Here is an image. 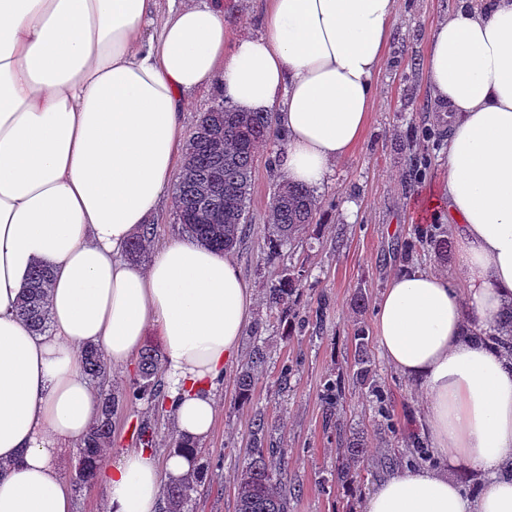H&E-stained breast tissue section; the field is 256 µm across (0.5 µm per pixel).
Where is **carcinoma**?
I'll return each instance as SVG.
<instances>
[{
  "mask_svg": "<svg viewBox=\"0 0 512 512\" xmlns=\"http://www.w3.org/2000/svg\"><path fill=\"white\" fill-rule=\"evenodd\" d=\"M277 136L279 132L272 116L262 112H239L225 105L222 98L201 113L186 145L185 169L179 177L174 201L177 220L189 239L224 252H230L242 243L251 229L247 224V205L255 153L261 145ZM319 209L320 201L311 187L288 183L279 188L271 204L273 232L268 236L266 260L277 259L284 243H292L302 236ZM153 233L154 227L148 224L129 241L128 259L139 261L145 258L147 240ZM424 245L445 256L448 235L434 225L421 227L417 241L407 244V250L412 253ZM51 286L50 271L36 268L17 306V314L39 333L50 328L47 299ZM302 288V274L293 267L283 268L279 279L268 288L269 309L284 316H295L297 296ZM353 340L357 358L349 365V373L375 399V417L380 429L394 433L397 423L368 354L370 336L359 327ZM475 340L497 344L512 362V306L499 315L493 332L477 336ZM83 359L88 380L98 388L102 409L101 418L80 446L85 469L91 471L101 466L110 445L115 405L122 399L155 401L164 396V385L157 378L162 354L154 347L145 348L141 354L139 378L122 394L109 388L107 365L99 349L85 348ZM264 359L265 353L257 350L240 368L236 384L241 398L247 399L251 395L257 369ZM321 400L326 411L333 415L344 411V393L337 380H325ZM264 431L263 421L252 422L251 451L236 480V512H289L292 492L296 488L287 481L288 461L280 449L265 447ZM343 453L346 462L336 469V481L347 489L360 483L362 471L370 465L396 468L435 462L432 450L413 433L407 436L406 452L401 457L384 453L369 461L363 445L356 440L347 442ZM207 473L208 465L200 462L193 473L180 482L164 484L163 512H187L193 493L204 483Z\"/></svg>",
  "mask_w": 512,
  "mask_h": 512,
  "instance_id": "obj_1",
  "label": "carcinoma"
}]
</instances>
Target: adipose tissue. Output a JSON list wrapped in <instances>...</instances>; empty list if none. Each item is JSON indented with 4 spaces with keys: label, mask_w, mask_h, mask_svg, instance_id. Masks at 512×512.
Here are the masks:
<instances>
[{
    "label": "adipose tissue",
    "mask_w": 512,
    "mask_h": 512,
    "mask_svg": "<svg viewBox=\"0 0 512 512\" xmlns=\"http://www.w3.org/2000/svg\"><path fill=\"white\" fill-rule=\"evenodd\" d=\"M158 3L0 0V512H74L58 458L101 409L81 350L122 367L152 330L189 445L128 451L98 477L104 512H162L163 481L195 468L214 427L256 304L233 258L197 242H169L145 266L125 256L181 165L183 104L214 86L237 110L271 113L285 178L321 184L366 132L398 20V0H270L262 32L229 47L222 0H184L160 23ZM426 73L452 115L459 273H393L374 334L423 392L446 466L386 477L362 512H512V363L466 336L512 305V0H458L432 28ZM38 265L53 276L40 335L16 313Z\"/></svg>",
    "instance_id": "ef3b65f1"
}]
</instances>
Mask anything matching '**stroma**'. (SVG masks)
<instances>
[{
    "label": "stroma",
    "instance_id": "35a3bbf8",
    "mask_svg": "<svg viewBox=\"0 0 512 512\" xmlns=\"http://www.w3.org/2000/svg\"><path fill=\"white\" fill-rule=\"evenodd\" d=\"M456 0H399L398 23L388 44L387 59L375 82V106L366 133L349 158L316 186L321 209L306 233L292 246L289 261L306 272L300 304L322 310L320 326H291L272 313L265 296L277 280L281 264L264 260L268 215L284 178L276 160L284 141L270 140L256 158L248 218L251 231L232 253L258 301L255 319L241 338L236 364L230 365L216 391L218 415L199 454L210 463L208 478L192 496L190 512H235L236 475L250 451L254 419L268 425L267 444L288 459V479L298 495L291 512H359L363 498L381 479L366 471L356 493H347L333 473L340 454L333 422L321 401L324 381L345 370L354 354L358 327L372 328L378 296L390 275L405 266L401 250L420 224H444L447 208L432 212L443 187V151L424 140V130L448 132L447 114L438 112L425 79L426 48L433 23ZM268 0H224L229 18L227 39L259 34ZM356 207L346 218L344 203ZM266 362L250 402L237 397L235 376L254 346ZM370 350L389 403L401 423L423 430L424 397L415 384L383 358L378 344ZM291 369L282 381L283 369ZM345 432L363 436L371 453L405 448L403 435L380 437L373 426L374 406L364 389L346 383ZM150 424L153 449L165 453L176 437L170 417L160 405L138 401L119 406L112 418L114 461L137 446L135 429Z\"/></svg>",
    "mask_w": 512,
    "mask_h": 512
}]
</instances>
